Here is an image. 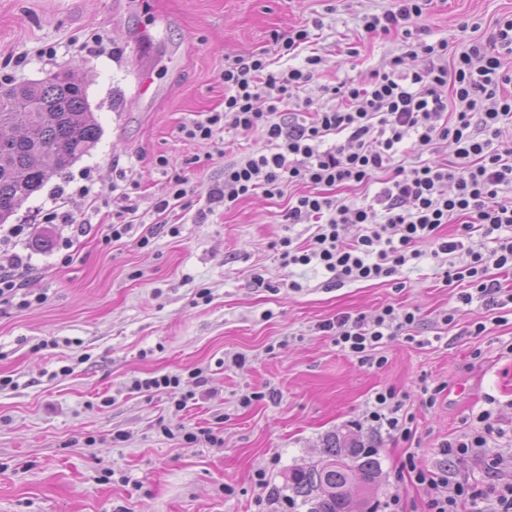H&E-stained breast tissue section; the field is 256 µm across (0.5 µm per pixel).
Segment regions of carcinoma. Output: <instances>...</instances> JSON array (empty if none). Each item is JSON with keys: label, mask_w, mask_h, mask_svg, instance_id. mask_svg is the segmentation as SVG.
<instances>
[{"label": "carcinoma", "mask_w": 512, "mask_h": 512, "mask_svg": "<svg viewBox=\"0 0 512 512\" xmlns=\"http://www.w3.org/2000/svg\"><path fill=\"white\" fill-rule=\"evenodd\" d=\"M101 134L85 87L67 71L0 85V224L88 154ZM378 477L375 454L351 435L336 433L316 462L288 472L286 489L307 512H371Z\"/></svg>", "instance_id": "obj_1"}]
</instances>
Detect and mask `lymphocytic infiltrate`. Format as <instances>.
Listing matches in <instances>:
<instances>
[{
    "label": "lymphocytic infiltrate",
    "instance_id": "f902f5d3",
    "mask_svg": "<svg viewBox=\"0 0 512 512\" xmlns=\"http://www.w3.org/2000/svg\"><path fill=\"white\" fill-rule=\"evenodd\" d=\"M431 0H395L393 6L360 17L369 37H400L420 66L407 68L394 57L371 73L368 82L342 81L332 87V102L313 107L299 90L312 82L320 56L303 66L273 69L265 54L228 57L220 78L224 109L180 126L188 139L259 131L264 146L225 165L222 182L200 190L174 174L155 204L167 213L173 203L205 196L208 204L231 206L262 193L282 195L302 183L309 193L289 200L285 219L314 223L306 247L282 240L280 259L288 265H322L333 281L388 278L431 246L434 258L466 252L467 265L444 273L446 285L461 284L457 301H478L490 311L512 305L494 271H512V17L495 23L487 41L449 53L447 40L428 41L416 21ZM343 144H333V137ZM453 147L451 159H430L434 144ZM377 185L372 201L338 204L323 188ZM455 224L453 237L440 234ZM358 233L343 242L339 229ZM418 322L415 312L386 306L374 320L342 315L321 323L339 349L360 364L380 368L381 347ZM375 431L413 441V414L394 389L377 392L367 415ZM493 410H480L468 433L441 444L442 463L421 467L414 456L402 464L410 481L427 495V512H512V484L479 488L469 478H452L450 464L479 457L488 441L505 438Z\"/></svg>",
    "mask_w": 512,
    "mask_h": 512
}]
</instances>
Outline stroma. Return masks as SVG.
I'll use <instances>...</instances> for the list:
<instances>
[{
    "label": "stroma",
    "mask_w": 512,
    "mask_h": 512,
    "mask_svg": "<svg viewBox=\"0 0 512 512\" xmlns=\"http://www.w3.org/2000/svg\"><path fill=\"white\" fill-rule=\"evenodd\" d=\"M389 0H0V65L23 57L15 83L62 69L86 86L102 135L89 154L28 198L0 224V264L26 257L20 281L31 304H0V512H305L287 507L289 471L319 459L328 436L349 432L375 449L380 497L400 492L406 512H426L425 492L400 475L414 455L434 465L442 442L469 431L472 417L496 400L512 426V323H493L478 302L458 306L431 254L396 279L335 284L316 265H282L285 238L307 244L314 227L288 224V196L256 194L199 218L205 200L157 215L153 200L181 173L209 186L240 149H259L258 132L227 134L226 152L183 138L180 126L224 108L225 56L267 51L272 32L321 29L291 63L321 56L320 75L300 90L323 102L327 87L368 81L402 54L398 39L365 40L359 17ZM512 0H432L419 20L453 51L488 39ZM100 34L107 50L81 45ZM154 49L155 94L138 91L142 40ZM56 49L54 60L38 48ZM165 156L169 164L155 160ZM108 203L79 194L86 179ZM141 184L138 210L120 240L105 235L126 179ZM87 219L83 235L42 216L57 195ZM147 246H140L141 237ZM403 289H396V281ZM300 290H292L291 282ZM394 306L416 312L419 346L396 336L382 368L361 365L320 323L342 314L373 317ZM451 324H443L446 311ZM483 321L482 335L471 333ZM207 383L195 387L192 372ZM177 374L196 402L176 410L164 393L135 391L136 378ZM445 384L434 407L422 384ZM395 389L415 417L413 443L356 428L375 393ZM258 393L250 406L242 395ZM210 429L223 445L186 443ZM267 486L259 488L257 473Z\"/></svg>",
    "instance_id": "obj_1"
}]
</instances>
